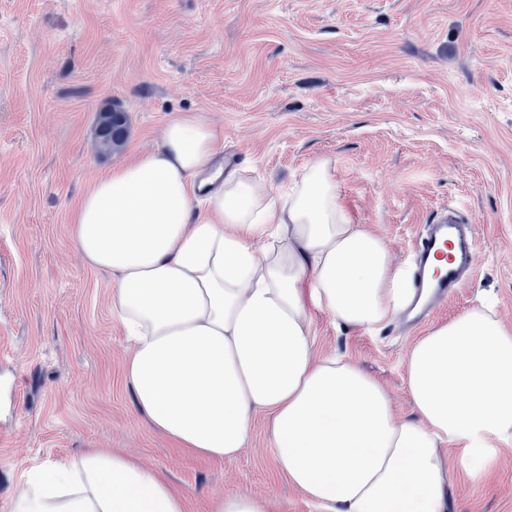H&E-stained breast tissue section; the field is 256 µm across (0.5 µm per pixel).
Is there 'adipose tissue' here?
<instances>
[{"label": "adipose tissue", "mask_w": 512, "mask_h": 512, "mask_svg": "<svg viewBox=\"0 0 512 512\" xmlns=\"http://www.w3.org/2000/svg\"><path fill=\"white\" fill-rule=\"evenodd\" d=\"M198 113L111 169L71 213L72 241L112 277L137 408L180 448L232 459L269 417L275 459L318 512H448V451L484 473L512 438V328L480 305L411 346L412 413L343 356L315 312L367 331L410 300L385 239L353 223L329 160L273 192L219 162ZM13 512H185L155 471L94 450L25 470Z\"/></svg>", "instance_id": "adipose-tissue-1"}]
</instances>
